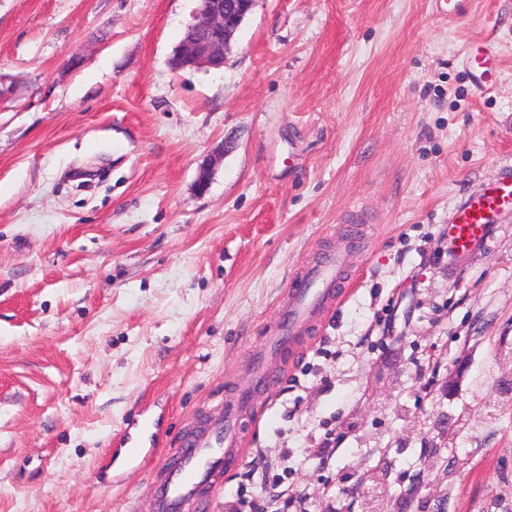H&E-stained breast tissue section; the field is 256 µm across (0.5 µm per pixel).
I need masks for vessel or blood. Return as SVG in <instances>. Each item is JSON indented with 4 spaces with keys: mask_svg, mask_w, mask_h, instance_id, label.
<instances>
[{
    "mask_svg": "<svg viewBox=\"0 0 512 512\" xmlns=\"http://www.w3.org/2000/svg\"><path fill=\"white\" fill-rule=\"evenodd\" d=\"M465 64L477 87L492 85L496 63L481 47L470 48ZM512 209V165L495 182L468 195L454 211L448 242L456 250H468L487 238L495 216ZM348 269L343 253L325 256L301 267L294 275L281 322L267 337L260 353L252 357L248 375L237 384L235 404L225 406L222 419L198 421L181 436L169 455L162 477L150 483L157 512H184V506L216 472L232 474L246 453L247 440L241 420L257 390L270 386L274 369L286 366L304 350L309 333L323 327L329 312L345 298Z\"/></svg>",
    "mask_w": 512,
    "mask_h": 512,
    "instance_id": "b4317fda",
    "label": "vessel or blood"
}]
</instances>
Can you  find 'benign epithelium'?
Returning a JSON list of instances; mask_svg holds the SVG:
<instances>
[{"label":"benign epithelium","instance_id":"1","mask_svg":"<svg viewBox=\"0 0 512 512\" xmlns=\"http://www.w3.org/2000/svg\"><path fill=\"white\" fill-rule=\"evenodd\" d=\"M257 0H199L194 21L188 25V35L178 46L182 60L196 64L200 68H221L224 66L226 51ZM224 157V147L215 149L199 166L197 188L204 193L208 189L213 169L218 160ZM388 471L372 467L360 474L353 490L366 496L370 485L382 484L387 480Z\"/></svg>","mask_w":512,"mask_h":512}]
</instances>
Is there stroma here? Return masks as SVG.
I'll return each mask as SVG.
<instances>
[{"mask_svg":"<svg viewBox=\"0 0 512 512\" xmlns=\"http://www.w3.org/2000/svg\"><path fill=\"white\" fill-rule=\"evenodd\" d=\"M197 7L0 0V512H153L120 434L162 456L222 411L329 250L354 291L256 395L209 512H361L354 475L379 464L399 512H512V209L469 253L447 234L512 161V0H258L223 68L174 69ZM466 412L427 456L426 427ZM464 60L477 87L486 88L492 85L496 63L486 51L479 46L471 47L465 53Z\"/></svg>","mask_w":512,"mask_h":512,"instance_id":"1","label":"stroma"}]
</instances>
